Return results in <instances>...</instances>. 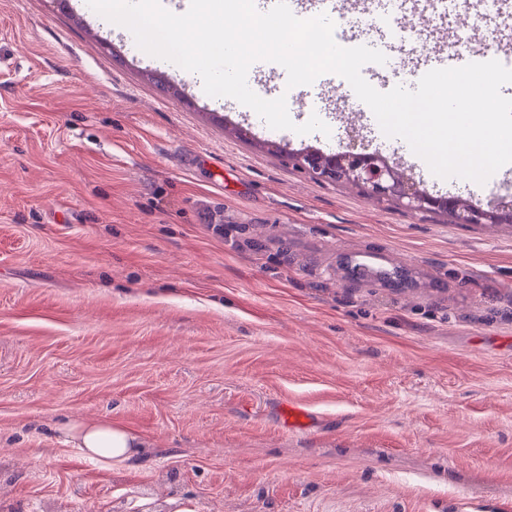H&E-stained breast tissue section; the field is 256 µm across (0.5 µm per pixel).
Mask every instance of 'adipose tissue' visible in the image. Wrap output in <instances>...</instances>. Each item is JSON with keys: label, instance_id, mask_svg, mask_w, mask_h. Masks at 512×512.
Instances as JSON below:
<instances>
[{"label": "adipose tissue", "instance_id": "1", "mask_svg": "<svg viewBox=\"0 0 512 512\" xmlns=\"http://www.w3.org/2000/svg\"><path fill=\"white\" fill-rule=\"evenodd\" d=\"M64 431L75 447L93 459L123 464L131 460L143 441L133 431L111 421L95 423L68 422Z\"/></svg>", "mask_w": 512, "mask_h": 512}]
</instances>
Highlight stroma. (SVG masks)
<instances>
[{
    "mask_svg": "<svg viewBox=\"0 0 512 512\" xmlns=\"http://www.w3.org/2000/svg\"><path fill=\"white\" fill-rule=\"evenodd\" d=\"M437 10L391 39L427 73L444 42L500 48L512 0ZM274 130L141 50L86 0H0V505L8 512H512V224H456L269 152L379 151L435 196L455 184L382 138L328 73ZM406 270L392 288L385 271ZM307 405L289 427L288 403ZM112 419L121 466L68 443ZM64 431L76 448L92 459H106L123 464L131 460L137 448H143V440L133 431L112 421L95 423L68 422Z\"/></svg>",
    "mask_w": 512,
    "mask_h": 512,
    "instance_id": "obj_1",
    "label": "stroma"
}]
</instances>
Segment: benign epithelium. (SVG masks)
<instances>
[{
	"label": "benign epithelium",
	"instance_id": "obj_1",
	"mask_svg": "<svg viewBox=\"0 0 512 512\" xmlns=\"http://www.w3.org/2000/svg\"><path fill=\"white\" fill-rule=\"evenodd\" d=\"M288 159L315 179L351 183L372 197L394 199L410 210L441 209L456 224H512L511 203H492L484 209L460 196H434L403 179L382 154L355 144L329 155L307 149Z\"/></svg>",
	"mask_w": 512,
	"mask_h": 512
}]
</instances>
